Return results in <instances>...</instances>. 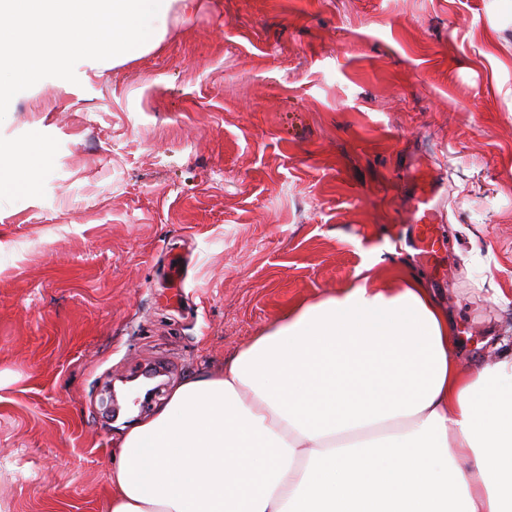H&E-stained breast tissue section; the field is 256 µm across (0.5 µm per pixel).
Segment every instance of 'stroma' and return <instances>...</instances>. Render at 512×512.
Returning <instances> with one entry per match:
<instances>
[{"mask_svg":"<svg viewBox=\"0 0 512 512\" xmlns=\"http://www.w3.org/2000/svg\"><path fill=\"white\" fill-rule=\"evenodd\" d=\"M17 94L0 199V506L108 512L99 394L214 374L395 245L463 367L512 348V0H194L156 50ZM436 179L434 242L410 218Z\"/></svg>","mask_w":512,"mask_h":512,"instance_id":"obj_1","label":"stroma"}]
</instances>
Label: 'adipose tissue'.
I'll return each mask as SVG.
<instances>
[{
    "label": "adipose tissue",
    "instance_id": "adipose-tissue-1",
    "mask_svg": "<svg viewBox=\"0 0 512 512\" xmlns=\"http://www.w3.org/2000/svg\"><path fill=\"white\" fill-rule=\"evenodd\" d=\"M293 306L112 450L110 512H512V351L461 370L416 275Z\"/></svg>",
    "mask_w": 512,
    "mask_h": 512
}]
</instances>
